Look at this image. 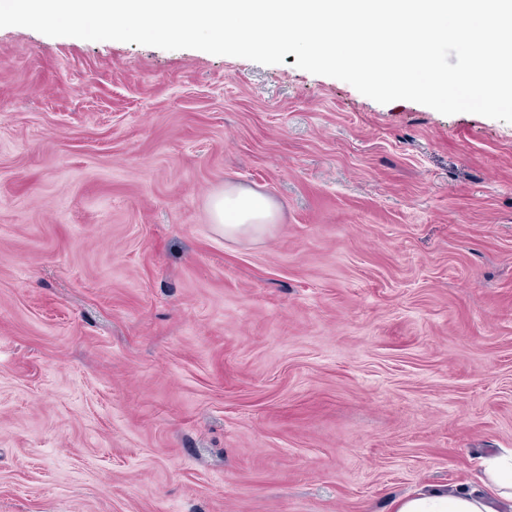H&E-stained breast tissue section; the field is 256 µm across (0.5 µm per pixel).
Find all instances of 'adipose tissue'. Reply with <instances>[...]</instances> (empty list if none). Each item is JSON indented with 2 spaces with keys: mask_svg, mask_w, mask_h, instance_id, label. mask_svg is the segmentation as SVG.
<instances>
[{
  "mask_svg": "<svg viewBox=\"0 0 512 512\" xmlns=\"http://www.w3.org/2000/svg\"><path fill=\"white\" fill-rule=\"evenodd\" d=\"M211 214L213 223L225 237L237 238L265 233L274 221L275 209L265 196L237 188L214 195ZM486 477L489 485L496 489V497L423 491L397 499L393 512H512V454L489 460Z\"/></svg>",
  "mask_w": 512,
  "mask_h": 512,
  "instance_id": "ef3b65f1",
  "label": "adipose tissue"
}]
</instances>
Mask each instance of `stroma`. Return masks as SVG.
Instances as JSON below:
<instances>
[{
	"label": "stroma",
	"mask_w": 512,
	"mask_h": 512,
	"mask_svg": "<svg viewBox=\"0 0 512 512\" xmlns=\"http://www.w3.org/2000/svg\"><path fill=\"white\" fill-rule=\"evenodd\" d=\"M296 61L0 28V512H393L512 449V123ZM213 224L224 237L259 236L274 222L275 209L271 201L254 191L237 188L225 190L211 199Z\"/></svg>",
	"instance_id": "stroma-1"
}]
</instances>
